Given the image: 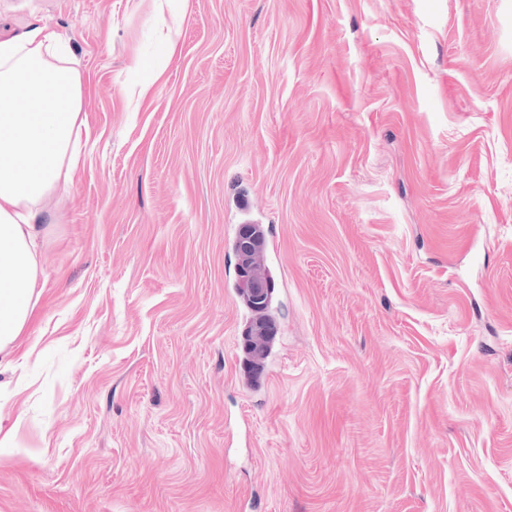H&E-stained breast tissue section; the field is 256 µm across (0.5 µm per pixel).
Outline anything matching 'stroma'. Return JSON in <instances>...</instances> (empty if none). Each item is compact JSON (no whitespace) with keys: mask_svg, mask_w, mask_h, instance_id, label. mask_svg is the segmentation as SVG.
Returning a JSON list of instances; mask_svg holds the SVG:
<instances>
[{"mask_svg":"<svg viewBox=\"0 0 512 512\" xmlns=\"http://www.w3.org/2000/svg\"><path fill=\"white\" fill-rule=\"evenodd\" d=\"M176 7L168 57L153 0H0V40L70 41L85 123L0 512H512V0ZM255 240H246L240 248H236V275L237 281L245 286V296L249 299L251 305L255 309H263L261 312H254L243 299L242 293L239 292L245 305L251 310L252 314L256 316L260 313L262 317L268 321L274 322L271 314V300L272 289L274 290V281L270 282L264 274V261L261 256L260 244L256 245ZM266 322L263 319H252L244 336V350H259L264 348L271 336L266 333Z\"/></svg>","mask_w":512,"mask_h":512,"instance_id":"35a3bbf8","label":"stroma"}]
</instances>
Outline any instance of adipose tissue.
Returning <instances> with one entry per match:
<instances>
[{
	"instance_id": "obj_1",
	"label": "adipose tissue",
	"mask_w": 512,
	"mask_h": 512,
	"mask_svg": "<svg viewBox=\"0 0 512 512\" xmlns=\"http://www.w3.org/2000/svg\"><path fill=\"white\" fill-rule=\"evenodd\" d=\"M83 85L70 46L35 27L0 41V355L34 311L37 240L48 205L78 164Z\"/></svg>"
}]
</instances>
